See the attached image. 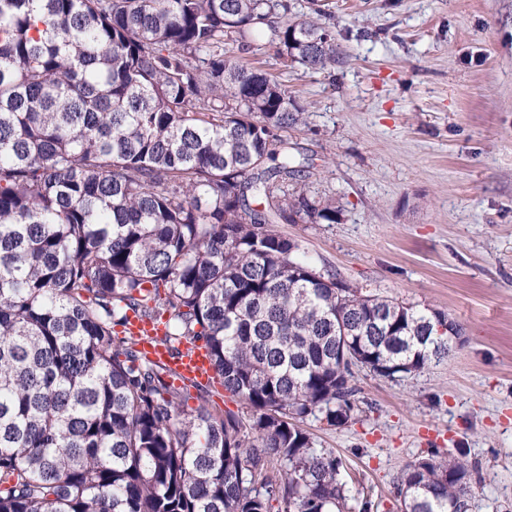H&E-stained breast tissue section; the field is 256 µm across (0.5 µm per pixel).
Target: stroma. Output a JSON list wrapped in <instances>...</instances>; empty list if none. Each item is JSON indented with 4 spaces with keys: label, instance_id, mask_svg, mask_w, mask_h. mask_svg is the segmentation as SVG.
Here are the masks:
<instances>
[{
    "label": "stroma",
    "instance_id": "1",
    "mask_svg": "<svg viewBox=\"0 0 512 512\" xmlns=\"http://www.w3.org/2000/svg\"><path fill=\"white\" fill-rule=\"evenodd\" d=\"M336 63L286 66L259 39L227 44L306 110L289 131L331 197L334 224H284L318 265L364 292L451 314L439 365L398 380L355 374L351 422L306 428L345 459L352 496L396 512L405 464L465 449L471 512H512V0H328Z\"/></svg>",
    "mask_w": 512,
    "mask_h": 512
}]
</instances>
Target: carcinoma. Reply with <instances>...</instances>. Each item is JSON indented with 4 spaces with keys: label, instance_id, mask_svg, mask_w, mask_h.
<instances>
[{
    "label": "carcinoma",
    "instance_id": "carcinoma-1",
    "mask_svg": "<svg viewBox=\"0 0 512 512\" xmlns=\"http://www.w3.org/2000/svg\"><path fill=\"white\" fill-rule=\"evenodd\" d=\"M282 0H0V512H342L367 370L463 327L337 279L278 224H334L286 133L304 108L224 41L324 71L335 34ZM200 343L248 411L205 407L127 330ZM204 402L192 408L190 399ZM466 453L407 464L398 512H470Z\"/></svg>",
    "mask_w": 512,
    "mask_h": 512
}]
</instances>
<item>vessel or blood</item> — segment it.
<instances>
[{
	"label": "vessel or blood",
	"mask_w": 512,
	"mask_h": 512,
	"mask_svg": "<svg viewBox=\"0 0 512 512\" xmlns=\"http://www.w3.org/2000/svg\"><path fill=\"white\" fill-rule=\"evenodd\" d=\"M131 330L141 336V349L147 356L155 361L166 363L179 381L207 382L213 374L211 359L205 349L184 346L183 354L179 357H170L165 346L156 343L157 331L152 322L132 319Z\"/></svg>",
	"instance_id": "obj_1"
}]
</instances>
